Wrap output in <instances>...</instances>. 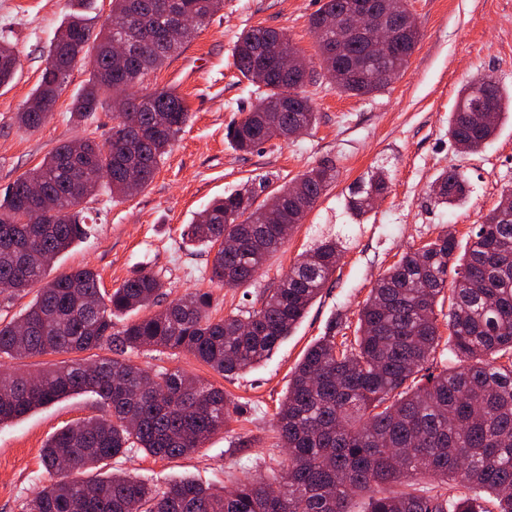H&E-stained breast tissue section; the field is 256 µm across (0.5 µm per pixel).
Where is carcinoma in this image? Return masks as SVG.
<instances>
[{
    "label": "carcinoma",
    "instance_id": "cac0c4a2",
    "mask_svg": "<svg viewBox=\"0 0 512 512\" xmlns=\"http://www.w3.org/2000/svg\"><path fill=\"white\" fill-rule=\"evenodd\" d=\"M170 0H112L98 32L77 13L69 15L51 43L39 86L16 113L17 123L36 129L55 112L77 61L93 56L86 85L74 97L76 124L104 109L109 88L121 90L127 112L117 115L104 145L68 141L19 177L0 200V290L12 297L35 293L26 309L0 322V358L74 354L107 348L112 356L94 363L62 361L34 376L0 375V425L61 399L91 393L107 406L106 418L77 421L53 435L41 450L42 464L96 471L104 462L140 448L169 459L202 447L222 429L237 404L224 390L180 370L151 374L125 358L129 350L154 346L187 351L229 377L264 360L289 335L335 273L342 250L333 238L320 240L268 293L259 308L218 320L209 313L210 294L197 291L159 311L116 328L114 318L150 308L164 282L150 272L101 292L97 273L80 268L47 278L58 257L86 232L82 204L102 187L128 197L154 178L191 114L173 87L135 91L151 71L189 42L170 25ZM183 12L204 25L223 0H177ZM345 0H323L311 18L323 76L336 90L366 96L385 87L350 64L364 58V38L352 39L347 61L324 55L329 34L318 30L325 15L340 17ZM400 66L406 68L420 32L407 8L401 10ZM134 28L121 59H110L112 36ZM297 54L288 35L254 26L238 37L234 55L243 77L266 69L264 89L252 109L227 132L244 153L285 139L297 125L317 122L301 76L278 59ZM20 66L18 53L0 42V87ZM489 98L496 119L455 110L448 133L465 154L481 151L512 107L499 83ZM133 168L139 182L127 184ZM302 192L284 184L257 202L259 189L243 188L214 199L183 231L190 244L215 250L212 279L237 288L258 273L285 243L284 227L300 223L336 181V169L305 171ZM41 186L47 208L27 195ZM378 171L346 199L356 219L369 212V199L388 188ZM468 192L463 172H441L434 204L446 208ZM235 246L227 250L224 240ZM448 233L403 253L379 278L358 314L357 336L336 340L329 332L296 365L276 413V432L287 453L280 473L268 483L245 477L215 490L185 480L157 491L127 475L60 480L42 487L29 512H351L359 493L369 494V512H512V187L501 190L464 253ZM453 282H448V273ZM448 301V346L461 366L432 370L442 339L436 307ZM437 480L433 493H416L420 475ZM475 489L488 493L478 501Z\"/></svg>",
    "mask_w": 512,
    "mask_h": 512
}]
</instances>
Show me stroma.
Instances as JSON below:
<instances>
[{
  "label": "stroma",
  "mask_w": 512,
  "mask_h": 512,
  "mask_svg": "<svg viewBox=\"0 0 512 512\" xmlns=\"http://www.w3.org/2000/svg\"><path fill=\"white\" fill-rule=\"evenodd\" d=\"M322 4L224 0L190 42L150 72L144 88H177L191 118L144 190L119 198L104 188L88 200V236L54 267L58 274L92 268L108 291L151 272L165 283L163 302L206 291L211 313L219 319L259 308L321 237H339L344 245L335 274L292 335L255 368L227 379L186 352L152 347L129 351L128 359L148 371L179 369L223 388L239 409L192 454L158 459L133 448L112 458L104 473L134 476L161 490L184 479L219 489L277 468L284 451L274 432L275 415L306 348L333 327L355 336L358 312L371 288L403 252L447 229L454 230L459 248H466L501 189L512 185V117L476 154L459 152L448 135L459 91L468 81L489 75L512 93V0H406L421 38L390 84L372 95L350 96L328 80H318L305 88L318 114L311 130L294 139L269 141L250 153L235 150L226 131L255 102L253 85L234 64L238 37L258 25L284 31L311 66H318L310 18ZM74 9L75 0H0V41L10 42L21 60L14 81L0 88V196L62 142L91 139L101 144L111 133L108 110L78 125L70 120V104L90 77L87 61L73 69L45 124L25 129L15 119L40 82L51 42ZM320 164L335 167L337 180L285 244L244 285L216 283L211 254L183 241L186 224L216 197L264 181L275 188ZM380 165L391 171L389 188L361 221H354L345 212L348 192ZM451 168L464 172L469 195L460 206L441 209L429 189ZM101 413L96 396L82 394L0 426V512H28L37 490L60 477L42 465L44 444L72 423ZM245 437L256 438V446L240 447Z\"/></svg>",
  "instance_id": "obj_1"
}]
</instances>
